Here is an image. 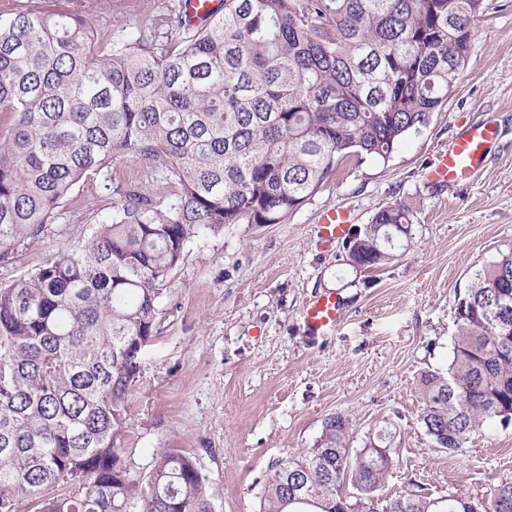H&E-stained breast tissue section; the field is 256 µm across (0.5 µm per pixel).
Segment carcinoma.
Returning a JSON list of instances; mask_svg holds the SVG:
<instances>
[{
	"mask_svg": "<svg viewBox=\"0 0 512 512\" xmlns=\"http://www.w3.org/2000/svg\"><path fill=\"white\" fill-rule=\"evenodd\" d=\"M485 0H224L198 24L150 12L116 38L88 0H0V251L37 238L77 184L109 212L34 272L0 286V512H213L191 457L156 448L134 479L116 448L159 305L196 238L280 224L348 157L386 160L448 98ZM176 33L164 47L158 31ZM143 164L113 186L112 160ZM396 203L344 244L349 265L411 237ZM512 253L457 297L446 372L424 375L420 423L456 452L512 424ZM325 418L314 446L271 466L260 512H512V481L484 497L380 498L391 432L350 448Z\"/></svg>",
	"mask_w": 512,
	"mask_h": 512,
	"instance_id": "cac0c4a2",
	"label": "carcinoma"
}]
</instances>
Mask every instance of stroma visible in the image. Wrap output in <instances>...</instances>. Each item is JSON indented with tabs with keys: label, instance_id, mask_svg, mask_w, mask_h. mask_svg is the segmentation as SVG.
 <instances>
[{
	"label": "stroma",
	"instance_id": "stroma-1",
	"mask_svg": "<svg viewBox=\"0 0 512 512\" xmlns=\"http://www.w3.org/2000/svg\"><path fill=\"white\" fill-rule=\"evenodd\" d=\"M180 0H100L104 27L118 32L144 10ZM470 56L446 103L385 160L350 159L281 224H229L187 249L161 305L127 401L119 448L133 476L154 449L195 461L214 512H259L276 461L314 446L329 415L353 425L352 448L391 431L396 464L382 496L473 495L512 481V426H483L458 452L433 445L419 416L422 377L448 366L456 295L476 270L512 252V0H486ZM496 135L466 184L439 186L425 169L471 127ZM91 185L77 187L36 239L0 252V283L22 277L83 235L76 215ZM400 203L412 237L388 264L348 265L342 244L316 232L318 212L348 208L353 227ZM335 293L341 321L312 338L302 312Z\"/></svg>",
	"mask_w": 512,
	"mask_h": 512
}]
</instances>
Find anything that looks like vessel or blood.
<instances>
[{"instance_id": "1", "label": "vessel or blood", "mask_w": 512, "mask_h": 512, "mask_svg": "<svg viewBox=\"0 0 512 512\" xmlns=\"http://www.w3.org/2000/svg\"><path fill=\"white\" fill-rule=\"evenodd\" d=\"M183 10L192 22L214 14L221 0H183ZM493 123L472 128L452 141L431 162L428 178L436 183H467L477 171L487 141L494 135ZM352 215L346 208L322 209L317 218V233L326 242L344 240L350 232ZM341 319L340 302L335 294L326 293L310 300L303 310V323L309 336L317 337L336 329Z\"/></svg>"}]
</instances>
